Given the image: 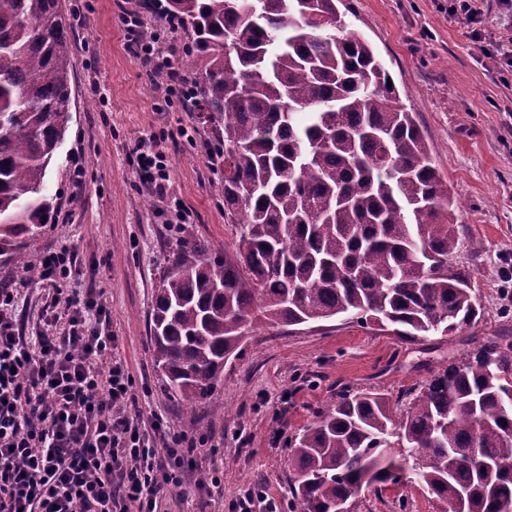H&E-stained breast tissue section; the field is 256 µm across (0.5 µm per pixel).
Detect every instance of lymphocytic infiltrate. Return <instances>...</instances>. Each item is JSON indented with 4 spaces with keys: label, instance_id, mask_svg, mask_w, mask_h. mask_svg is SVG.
<instances>
[{
    "label": "lymphocytic infiltrate",
    "instance_id": "f902f5d3",
    "mask_svg": "<svg viewBox=\"0 0 512 512\" xmlns=\"http://www.w3.org/2000/svg\"><path fill=\"white\" fill-rule=\"evenodd\" d=\"M487 57L512 64V48L487 44L476 0H450ZM134 57L189 100L171 46L144 34L137 12L122 17ZM14 289L0 285V512H162L187 472L206 465L198 494L223 486L208 437L172 436L164 418L130 414L133 379L112 357L109 312L90 293L56 289L48 331L23 335ZM61 332H53V325Z\"/></svg>",
    "mask_w": 512,
    "mask_h": 512
}]
</instances>
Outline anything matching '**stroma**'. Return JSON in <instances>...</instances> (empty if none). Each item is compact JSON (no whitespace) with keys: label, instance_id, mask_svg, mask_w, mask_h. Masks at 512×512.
I'll return each mask as SVG.
<instances>
[{"label":"stroma","instance_id":"1","mask_svg":"<svg viewBox=\"0 0 512 512\" xmlns=\"http://www.w3.org/2000/svg\"><path fill=\"white\" fill-rule=\"evenodd\" d=\"M77 1L59 0L73 38L72 119L47 172L54 211L30 263L60 245L73 248L76 267L64 285L93 292L109 308L115 355L134 378L128 411L163 416L177 434L212 436L223 489L204 508L195 498L171 501V512H231L239 489L255 482L289 512L288 442L338 386L395 398L425 384L433 362L459 357L485 336H512V281L503 278L512 270V70L484 57L463 21L449 16L448 0H340L350 29L370 42L402 105L415 113L464 237L483 244L452 261L471 281L482 318L419 343L342 317L286 328L262 323L224 368L221 396L230 412L206 404L188 410L164 387L149 324L154 289L181 231L218 254L239 236L217 192L224 166L207 153L215 132L133 57L121 15L138 0H81L79 15ZM140 146L161 155L173 199L191 213L187 226L177 224L175 208H159L141 178ZM0 279L18 290L26 334L46 330L53 283L2 265Z\"/></svg>","mask_w":512,"mask_h":512}]
</instances>
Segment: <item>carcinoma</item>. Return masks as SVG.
I'll return each mask as SVG.
<instances>
[{"label":"carcinoma","mask_w":512,"mask_h":512,"mask_svg":"<svg viewBox=\"0 0 512 512\" xmlns=\"http://www.w3.org/2000/svg\"><path fill=\"white\" fill-rule=\"evenodd\" d=\"M194 36L185 71L224 142L220 256L179 241L150 330L165 388L193 407L219 392L254 321L343 316L414 343L481 319L450 259L454 199L389 70L338 0H167ZM71 29L58 0H0V265L27 264L52 198L47 169L71 115ZM391 400L343 389L290 441L300 512H355L416 452L413 483L444 512L512 500V338L490 336Z\"/></svg>","instance_id":"1"}]
</instances>
